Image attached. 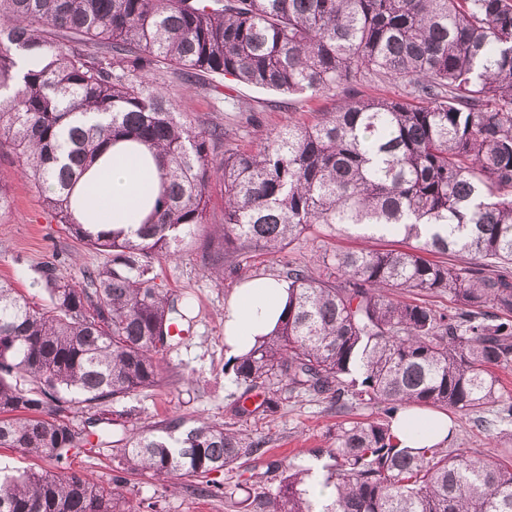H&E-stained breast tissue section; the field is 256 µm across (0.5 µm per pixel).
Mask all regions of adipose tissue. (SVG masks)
Returning <instances> with one entry per match:
<instances>
[{
    "label": "adipose tissue",
    "mask_w": 512,
    "mask_h": 512,
    "mask_svg": "<svg viewBox=\"0 0 512 512\" xmlns=\"http://www.w3.org/2000/svg\"><path fill=\"white\" fill-rule=\"evenodd\" d=\"M161 191V170L145 146L115 143L76 184L75 199L90 198V212L76 211L77 219L92 215L100 228L133 232L151 215ZM288 303V287L273 277L242 283L224 307V345L238 356L252 350L277 327ZM391 430L399 447L445 446L450 433L447 415L431 410L404 408Z\"/></svg>",
    "instance_id": "adipose-tissue-1"
}]
</instances>
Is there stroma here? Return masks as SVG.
Wrapping results in <instances>:
<instances>
[{
	"label": "stroma",
	"instance_id": "obj_1",
	"mask_svg": "<svg viewBox=\"0 0 512 512\" xmlns=\"http://www.w3.org/2000/svg\"><path fill=\"white\" fill-rule=\"evenodd\" d=\"M227 97L223 108H215L209 96L194 93L179 102L184 119L210 121L224 125L225 148L249 147L262 134L290 124L310 123L319 112L343 102L346 94L332 96L280 93L242 83L224 81ZM17 158L7 145L0 146V185L9 198V211L0 216V280L7 281L26 297L45 304L48 293L40 276L42 267L55 269L59 276L81 280L84 271L104 265L106 252L80 244L57 224L47 211L43 193L33 182L17 173ZM223 188L212 184L206 210V222L189 239L181 257L156 262L157 282L174 295H188L194 300L193 321L188 335L176 338L162 362V376L156 386L131 397L110 403L112 437L121 439L129 432L146 429L169 417L180 415L188 422L199 420L229 424L252 438L267 439L263 458L248 460L232 471L213 473L220 485L218 493L198 496L187 489L172 491L148 476L130 473L123 488L127 506L158 502L161 512H242L239 503L245 493L242 483L250 476H260L269 491H276L278 473L272 461L309 463L311 452L329 445V436L338 423L374 419L376 411L357 406L337 412L328 400L290 394L287 383H280L279 412L272 417L253 414L238 417L228 405L240 395L241 387L233 373L224 369L228 356L224 346V305L244 280L259 276L284 277L288 268H313L319 252L360 248L400 249L401 238L361 233H347L334 228L300 236L281 253L270 254L262 248L251 249L238 263H225L224 275H205L213 255L209 244L213 225L224 221ZM452 448H467L481 454L498 453L512 423L500 422L494 406L481 415H455ZM68 465L84 473L95 483L111 487L118 460L111 447L100 446L72 456Z\"/></svg>",
	"mask_w": 512,
	"mask_h": 512
}]
</instances>
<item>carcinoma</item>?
Returning a JSON list of instances; mask_svg holds the SVG:
<instances>
[{
    "label": "carcinoma",
    "instance_id": "1",
    "mask_svg": "<svg viewBox=\"0 0 512 512\" xmlns=\"http://www.w3.org/2000/svg\"><path fill=\"white\" fill-rule=\"evenodd\" d=\"M408 98L351 96L312 124L288 125L248 149L213 156L221 125L194 126L173 89L216 80L288 94H329L364 76ZM0 142L76 240L108 253L84 284L46 267L50 305L0 281V448L48 458L53 473L0 479V512H133L122 481L105 490L64 470L109 443L102 406L159 381L171 326L186 320L157 284L205 223L212 181L224 185L218 255L273 254L319 225L365 226L415 240L406 250L315 255V277L288 271L275 333L225 369L244 387L237 416H272L273 386L380 417L336 425L311 465L284 466L276 492L254 481L249 512H512V465L440 446L400 448L395 412L422 406L476 414L512 394L494 369L512 366V0H0ZM164 159L162 194L134 236L74 216L76 183L117 141ZM466 255L457 265L430 256ZM448 295L452 307L393 298ZM268 395L249 409V394ZM97 407L74 430L67 404ZM267 441L227 425L173 416L117 449L124 470L169 488L261 458Z\"/></svg>",
    "mask_w": 512,
    "mask_h": 512
}]
</instances>
